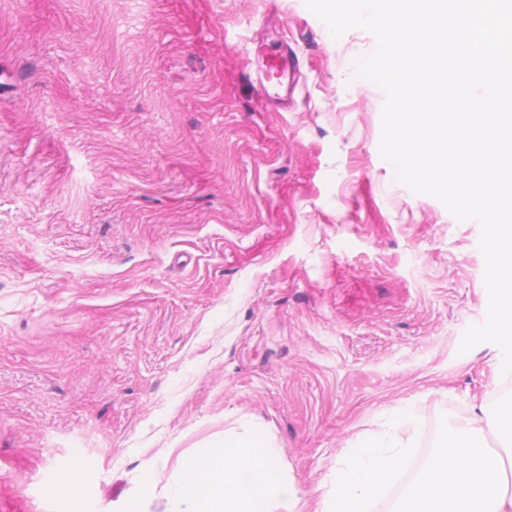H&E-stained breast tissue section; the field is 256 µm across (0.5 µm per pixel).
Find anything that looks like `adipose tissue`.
I'll return each instance as SVG.
<instances>
[{
  "label": "adipose tissue",
  "mask_w": 512,
  "mask_h": 512,
  "mask_svg": "<svg viewBox=\"0 0 512 512\" xmlns=\"http://www.w3.org/2000/svg\"><path fill=\"white\" fill-rule=\"evenodd\" d=\"M484 420H469L404 492L395 512H512V414L500 418L495 450L478 443ZM411 414L397 409L383 432L337 458L332 487L316 512H374L412 447ZM277 448L258 431L182 457L167 489L168 512H298L278 471Z\"/></svg>",
  "instance_id": "obj_1"
}]
</instances>
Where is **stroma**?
<instances>
[{
    "label": "stroma",
    "instance_id": "obj_1",
    "mask_svg": "<svg viewBox=\"0 0 512 512\" xmlns=\"http://www.w3.org/2000/svg\"><path fill=\"white\" fill-rule=\"evenodd\" d=\"M300 62L273 112L242 76ZM377 40L305 0H0V512H167L178 458L260 428L306 512L336 458L496 420L481 227L395 180ZM89 466L88 462L80 461L76 463L72 470L62 478V492L58 499V510L59 512H68L70 507L71 499L78 492L81 486L80 475L83 470ZM157 482L158 476L155 469L145 467L140 475L137 495L125 502L122 512H142V502L153 495Z\"/></svg>",
    "mask_w": 512,
    "mask_h": 512
}]
</instances>
